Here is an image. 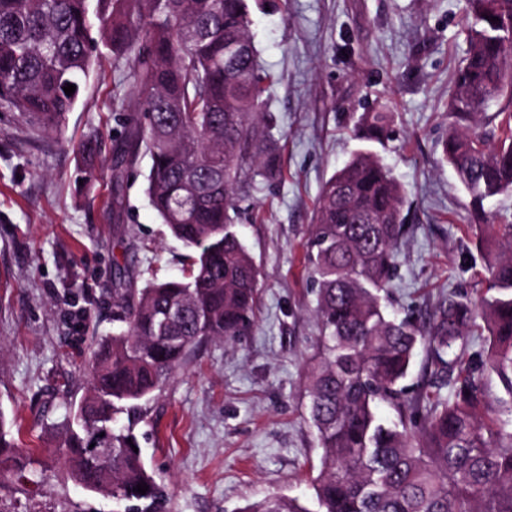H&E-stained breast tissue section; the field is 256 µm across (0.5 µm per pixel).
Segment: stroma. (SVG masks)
Returning <instances> with one entry per match:
<instances>
[{
  "label": "stroma",
  "mask_w": 512,
  "mask_h": 512,
  "mask_svg": "<svg viewBox=\"0 0 512 512\" xmlns=\"http://www.w3.org/2000/svg\"><path fill=\"white\" fill-rule=\"evenodd\" d=\"M466 8V0L253 8L284 177L241 204L239 234L258 269L251 329L202 344L142 405L135 434L165 486L167 512H238L271 496L317 508L320 450L306 388L318 326L303 255L323 184L365 145L357 137L365 113L390 114L378 153L405 194L394 310L425 313L450 293L482 300L479 221L441 150L468 49ZM130 65L99 45L60 136L0 107V414L34 458L0 477V512H113L110 497L68 477L63 424L90 387L93 341L112 333L116 265L140 285L187 266L189 249L149 204L150 158L112 177L116 134L133 115ZM92 133L88 163L82 144Z\"/></svg>",
  "instance_id": "obj_1"
}]
</instances>
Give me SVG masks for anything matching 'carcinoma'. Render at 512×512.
<instances>
[{
	"instance_id": "carcinoma-1",
	"label": "carcinoma",
	"mask_w": 512,
	"mask_h": 512,
	"mask_svg": "<svg viewBox=\"0 0 512 512\" xmlns=\"http://www.w3.org/2000/svg\"><path fill=\"white\" fill-rule=\"evenodd\" d=\"M467 19L442 156L482 216L486 200L512 194V0H468ZM252 26L249 0H98L94 20L88 0H0V103L42 131L62 135L98 44L112 46L117 62L134 53L135 115L115 163L150 156L149 202L197 253L183 278L141 288L116 268V327L93 351L91 391L63 448L70 477L95 493L112 489L116 512H164L163 487L130 446L141 401L197 346L241 336L253 322L258 271L237 231L239 202L277 182L282 165ZM365 123L367 139L380 141L388 114ZM403 206L401 185L369 150L336 170L318 199L304 255L319 330L308 365L318 512H512V417L492 413L479 378L488 369L512 388V224H488L477 241L491 292L481 304L450 297L422 322L398 319L386 290ZM479 319L488 348L475 363L465 336ZM419 345L451 396L406 393ZM382 404L397 420L379 418ZM8 435L0 414V467L21 471L27 459ZM92 443L112 455L94 454ZM142 483L144 495L134 491ZM244 512L304 510L275 496Z\"/></svg>"
}]
</instances>
